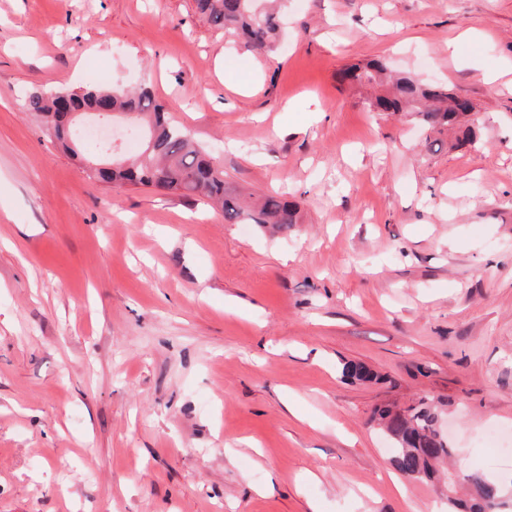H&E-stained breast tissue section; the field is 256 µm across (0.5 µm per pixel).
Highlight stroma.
<instances>
[{
    "instance_id": "35a3bbf8",
    "label": "stroma",
    "mask_w": 512,
    "mask_h": 512,
    "mask_svg": "<svg viewBox=\"0 0 512 512\" xmlns=\"http://www.w3.org/2000/svg\"><path fill=\"white\" fill-rule=\"evenodd\" d=\"M285 11L263 55L194 0H0V512H448L372 421L421 399L512 485V0ZM371 59L467 97L476 142L366 111L339 73ZM91 63L301 223L88 177L25 95Z\"/></svg>"
}]
</instances>
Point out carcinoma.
Masks as SVG:
<instances>
[{
  "label": "carcinoma",
  "instance_id": "carcinoma-1",
  "mask_svg": "<svg viewBox=\"0 0 512 512\" xmlns=\"http://www.w3.org/2000/svg\"><path fill=\"white\" fill-rule=\"evenodd\" d=\"M196 7L216 28L240 38L247 50L265 54L276 48L280 31L276 7L264 6L261 0H196ZM340 78L350 87L373 90L363 101L370 112H410L431 132H455L458 144L477 139V119L458 111L457 95L443 85L426 83L409 73L391 75L379 61L351 65ZM25 106L44 119L63 143L74 144L76 140H68L52 120L59 110L87 112L107 107L113 112L112 118L127 119L145 130L146 142L139 154L132 159L112 156L111 167L91 170L90 176L98 180L206 199L220 206L228 224L270 225L286 233L299 223L298 203L279 195L250 202L224 180V170L194 144L188 131L155 100L148 86L132 91L121 87L54 93L35 90L25 97ZM341 373L360 382L376 380V375L359 363L344 364ZM375 415L382 433L394 445L392 464L402 476L431 480L439 475L438 466L452 458L454 448L435 429L440 417L437 406L420 400L403 409L386 405L376 409ZM447 479L448 512H512V500H506L481 470L450 471Z\"/></svg>",
  "mask_w": 512,
  "mask_h": 512
}]
</instances>
